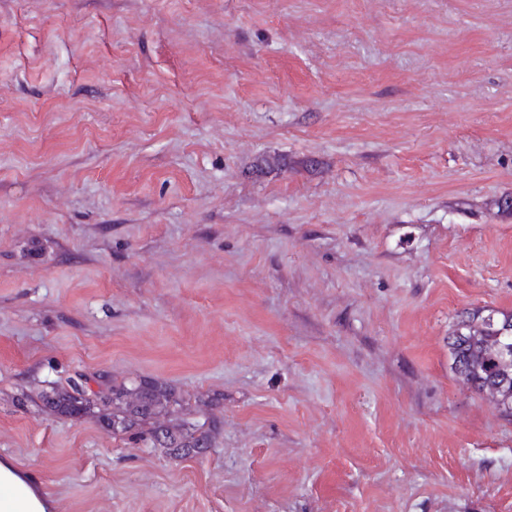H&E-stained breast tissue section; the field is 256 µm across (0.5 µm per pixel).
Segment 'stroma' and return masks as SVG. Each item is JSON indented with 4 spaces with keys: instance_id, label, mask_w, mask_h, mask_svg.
Segmentation results:
<instances>
[{
    "instance_id": "1",
    "label": "stroma",
    "mask_w": 512,
    "mask_h": 512,
    "mask_svg": "<svg viewBox=\"0 0 512 512\" xmlns=\"http://www.w3.org/2000/svg\"><path fill=\"white\" fill-rule=\"evenodd\" d=\"M475 309L512 0H0V457L55 512H512ZM140 386L172 413L113 428ZM197 425H193L192 427L187 424H182L180 428L176 432H172L170 434V438L172 440L171 444L173 448H168L170 451L174 452V448H183L181 452L183 453H199L201 452L205 446H202L200 443L193 445L190 448H184L187 443L194 440H205V432L199 431L200 428H197ZM199 432V435L195 437V433Z\"/></svg>"
}]
</instances>
